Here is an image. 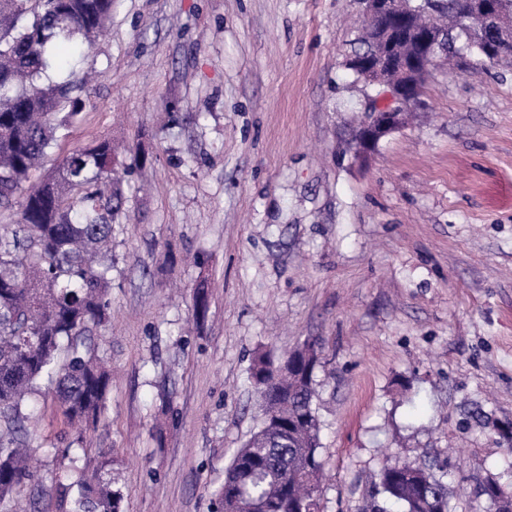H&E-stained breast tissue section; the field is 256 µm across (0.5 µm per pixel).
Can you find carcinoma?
<instances>
[{
    "mask_svg": "<svg viewBox=\"0 0 512 512\" xmlns=\"http://www.w3.org/2000/svg\"><path fill=\"white\" fill-rule=\"evenodd\" d=\"M114 0H0V205L8 206L86 106V81L46 87L54 42H90L105 31ZM443 50L451 62L460 36L475 51L491 37L466 29L460 0H437ZM124 166L109 141L76 148L55 174L31 188L20 222L0 232V512L15 495L44 487L27 448L31 397L54 391L64 415L93 426L105 411L110 376L92 330L109 320L112 215L121 210ZM318 341L291 352L286 367L256 356L250 378L279 368L273 391L260 392L264 417L233 456L215 490L213 512H319L320 421L313 374ZM109 461L86 463L70 482L53 480L58 512H124L122 491L105 477ZM512 512V491H482ZM362 512H452L442 478L429 467L409 476L385 464Z\"/></svg>",
    "mask_w": 512,
    "mask_h": 512,
    "instance_id": "1",
    "label": "carcinoma"
}]
</instances>
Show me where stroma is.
<instances>
[{
    "label": "stroma",
    "mask_w": 512,
    "mask_h": 512,
    "mask_svg": "<svg viewBox=\"0 0 512 512\" xmlns=\"http://www.w3.org/2000/svg\"><path fill=\"white\" fill-rule=\"evenodd\" d=\"M362 0H115L48 85L95 74L30 185L74 148L128 141L112 221V369L77 442L53 395L41 476L112 462L126 512H208L262 421L254 357L321 344L320 512H361L387 463L441 464L454 512L512 487V61L437 63L369 159L372 86L347 67ZM207 280L208 312L194 313Z\"/></svg>",
    "instance_id": "1"
}]
</instances>
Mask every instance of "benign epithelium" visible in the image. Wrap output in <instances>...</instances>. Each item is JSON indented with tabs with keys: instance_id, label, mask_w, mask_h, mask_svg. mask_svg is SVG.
Returning <instances> with one entry per match:
<instances>
[{
	"instance_id": "obj_1",
	"label": "benign epithelium",
	"mask_w": 512,
	"mask_h": 512,
	"mask_svg": "<svg viewBox=\"0 0 512 512\" xmlns=\"http://www.w3.org/2000/svg\"><path fill=\"white\" fill-rule=\"evenodd\" d=\"M462 17L469 24L485 28L497 36L488 50L502 55L508 47L506 34H512V0H461ZM364 18L373 25L378 50L368 56L355 55L347 65L362 80L384 87L387 106L366 112L363 124L356 131V153L359 157L371 154L381 138L398 128L405 111L421 103V87L429 67L437 62L438 28L434 21L425 24V32L416 41L426 46L420 55L409 57V64L395 51L397 35L392 26L412 27V20L424 14L411 0H363Z\"/></svg>"
}]
</instances>
